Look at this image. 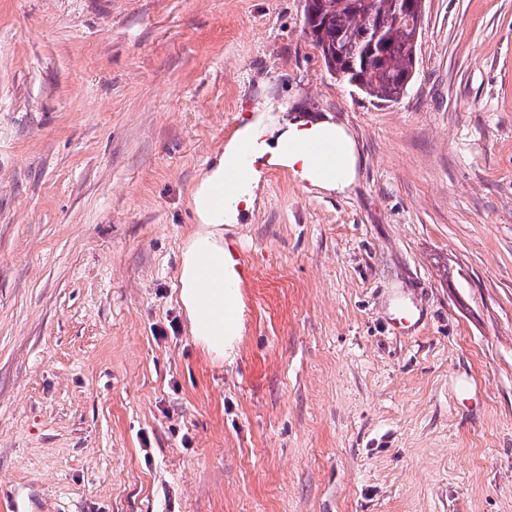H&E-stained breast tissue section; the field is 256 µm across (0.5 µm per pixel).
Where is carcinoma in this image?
I'll return each mask as SVG.
<instances>
[{
    "instance_id": "carcinoma-1",
    "label": "carcinoma",
    "mask_w": 512,
    "mask_h": 512,
    "mask_svg": "<svg viewBox=\"0 0 512 512\" xmlns=\"http://www.w3.org/2000/svg\"><path fill=\"white\" fill-rule=\"evenodd\" d=\"M424 0H306L304 28L328 72L396 102L415 72Z\"/></svg>"
}]
</instances>
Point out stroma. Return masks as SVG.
I'll return each mask as SVG.
<instances>
[{
	"label": "stroma",
	"mask_w": 512,
	"mask_h": 512,
	"mask_svg": "<svg viewBox=\"0 0 512 512\" xmlns=\"http://www.w3.org/2000/svg\"><path fill=\"white\" fill-rule=\"evenodd\" d=\"M304 7L0 0V512H512V0H426L392 103ZM269 98L358 176L266 171L220 363L179 302L191 190Z\"/></svg>",
	"instance_id": "obj_1"
}]
</instances>
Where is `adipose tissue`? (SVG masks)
<instances>
[{
    "label": "adipose tissue",
    "instance_id": "ef3b65f1",
    "mask_svg": "<svg viewBox=\"0 0 512 512\" xmlns=\"http://www.w3.org/2000/svg\"><path fill=\"white\" fill-rule=\"evenodd\" d=\"M356 144L332 115H300L286 103L258 105L199 176L191 207L197 224L181 250L179 301L190 334L214 360L232 357L242 333V274L225 227L255 207L266 169H287L301 183L341 193L354 182Z\"/></svg>",
    "mask_w": 512,
    "mask_h": 512
}]
</instances>
